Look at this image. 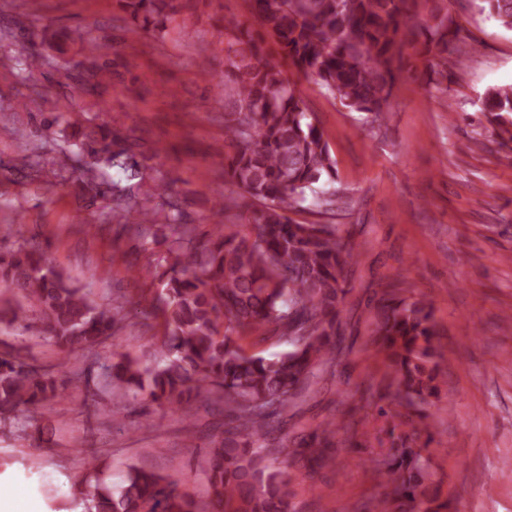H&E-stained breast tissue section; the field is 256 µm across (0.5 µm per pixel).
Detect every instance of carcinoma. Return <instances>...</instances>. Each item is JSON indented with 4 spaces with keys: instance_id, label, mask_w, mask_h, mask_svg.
Masks as SVG:
<instances>
[{
    "instance_id": "obj_1",
    "label": "carcinoma",
    "mask_w": 512,
    "mask_h": 512,
    "mask_svg": "<svg viewBox=\"0 0 512 512\" xmlns=\"http://www.w3.org/2000/svg\"><path fill=\"white\" fill-rule=\"evenodd\" d=\"M249 2L259 29L240 22L224 26V146L218 153L224 156V184L232 190L216 202L224 220L207 238L192 235L171 184L144 175L128 137L115 125L76 131L75 149L62 158L24 160L18 168L32 181L64 182V172H79L82 200L92 206L110 197L118 216L136 210L140 223L134 230L145 242L158 223L180 228L164 258V359L150 368L125 355L110 366L108 379L113 396L145 393L167 411L192 401L224 407V440L205 454L207 512H288L292 476L285 464L305 453L323 459L317 445L339 427L331 421L318 434L292 440L283 435L289 404L347 352L338 334L346 294L343 272L357 254L339 225L291 217L313 209L333 215L348 202L334 188L308 198L314 185L335 182V160L301 95L273 61L270 44L373 125L387 112V88L396 79L393 64L404 42L426 34L435 54L448 52L447 14L439 3L420 22L419 0ZM480 2L481 11L512 31V0ZM120 3L133 24L160 38L179 12L177 0ZM73 40L82 45L84 73H75L64 58L59 34L44 28L29 34L20 80L38 81L46 62L39 44L59 54L61 86L78 82L90 92L109 81L112 46L89 31ZM489 111L512 138V85L490 92ZM119 163L134 184L111 179L109 170ZM164 196L166 210L149 207ZM0 287L16 297L0 307V322H24L27 311L36 309L39 333L67 356L113 334L118 312L92 303L39 250L20 246L0 253ZM255 333L276 335L292 349L273 359L249 354L239 340ZM433 336L424 302H409L396 290L379 299L374 342L390 362L393 399L408 411L438 391ZM71 385L87 386L89 376L60 378L28 362L22 348L0 341L1 425L30 421ZM369 463L384 488L377 512H451L431 486L422 449L403 440L386 459ZM77 496L83 512H196L177 479L136 466L113 489L89 476Z\"/></svg>"
}]
</instances>
